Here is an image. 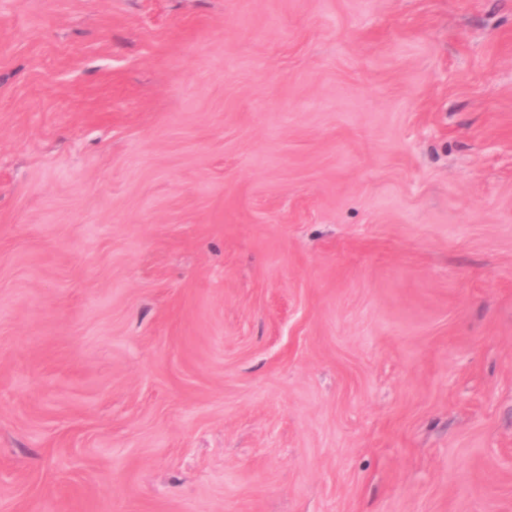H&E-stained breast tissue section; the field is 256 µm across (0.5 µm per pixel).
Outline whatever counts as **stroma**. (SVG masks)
<instances>
[{
  "label": "stroma",
  "mask_w": 512,
  "mask_h": 512,
  "mask_svg": "<svg viewBox=\"0 0 512 512\" xmlns=\"http://www.w3.org/2000/svg\"><path fill=\"white\" fill-rule=\"evenodd\" d=\"M0 512H512V0H0Z\"/></svg>",
  "instance_id": "1"
}]
</instances>
